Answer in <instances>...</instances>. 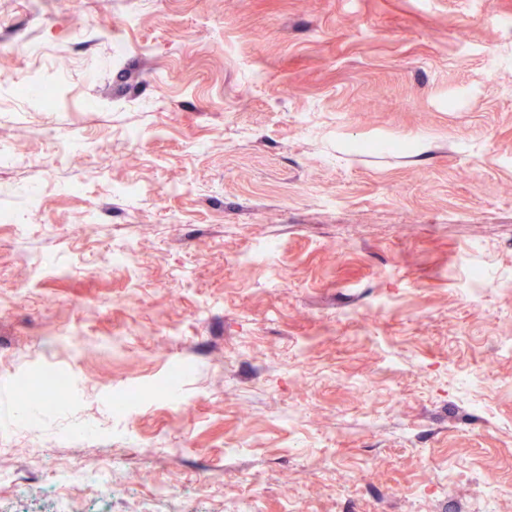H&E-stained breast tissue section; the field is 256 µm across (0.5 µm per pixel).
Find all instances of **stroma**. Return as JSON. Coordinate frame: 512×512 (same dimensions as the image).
Listing matches in <instances>:
<instances>
[{
	"label": "stroma",
	"mask_w": 512,
	"mask_h": 512,
	"mask_svg": "<svg viewBox=\"0 0 512 512\" xmlns=\"http://www.w3.org/2000/svg\"><path fill=\"white\" fill-rule=\"evenodd\" d=\"M1 16L0 512H469L512 486V0ZM179 364L183 408L113 417ZM47 373L65 397L23 411ZM98 453L111 489L60 486Z\"/></svg>",
	"instance_id": "obj_1"
}]
</instances>
